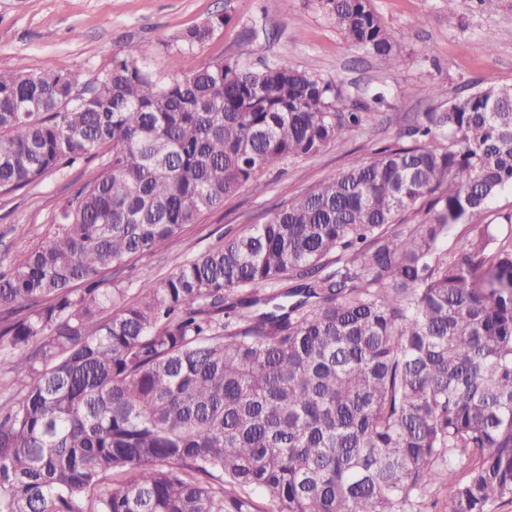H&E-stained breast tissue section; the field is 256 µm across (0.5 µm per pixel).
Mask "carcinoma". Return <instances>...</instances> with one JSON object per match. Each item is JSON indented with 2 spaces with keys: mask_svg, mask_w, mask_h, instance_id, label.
Returning a JSON list of instances; mask_svg holds the SVG:
<instances>
[{
  "mask_svg": "<svg viewBox=\"0 0 512 512\" xmlns=\"http://www.w3.org/2000/svg\"><path fill=\"white\" fill-rule=\"evenodd\" d=\"M320 5L398 70L370 0ZM153 55L126 43L86 81L0 69V192L103 157L0 269V371L22 386L0 405V512H420L444 482L448 512L512 503V246L484 223L512 188V87L424 113L129 298L105 276L365 121L285 62L162 83Z\"/></svg>",
  "mask_w": 512,
  "mask_h": 512,
  "instance_id": "obj_1",
  "label": "carcinoma"
}]
</instances>
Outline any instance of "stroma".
I'll use <instances>...</instances> for the list:
<instances>
[{
  "instance_id": "stroma-1",
  "label": "stroma",
  "mask_w": 512,
  "mask_h": 512,
  "mask_svg": "<svg viewBox=\"0 0 512 512\" xmlns=\"http://www.w3.org/2000/svg\"><path fill=\"white\" fill-rule=\"evenodd\" d=\"M264 0H0V69L24 61L30 71H73L101 75L115 52L130 41L153 43L151 67L163 81L208 60L235 58L258 67L285 62L334 80L343 110H366L368 121L348 131L319 154L289 163L265 177L261 194L240 190L202 223L188 227L164 251L133 260L113 280L137 290L168 275L186 257L260 224L350 159L371 160L382 147L399 143L410 118L444 111L486 86H512V0L497 11L480 12L474 0H370L396 42L403 63L390 72L373 56L346 41L319 0H291L287 13H264ZM228 16L203 46L173 43L178 32ZM432 55H425L426 47ZM178 69H170V55ZM420 86L431 98L415 96ZM97 168L76 163L46 174L26 187L0 193V258L11 261L39 239L57 205L73 195Z\"/></svg>"
}]
</instances>
